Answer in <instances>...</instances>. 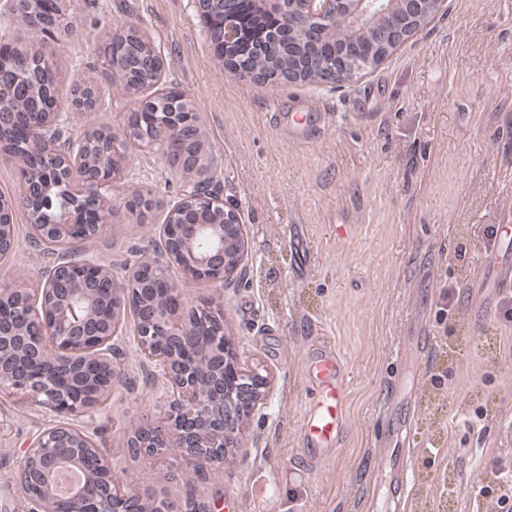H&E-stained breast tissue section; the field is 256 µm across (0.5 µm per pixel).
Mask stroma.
<instances>
[{
  "label": "stroma",
  "mask_w": 512,
  "mask_h": 512,
  "mask_svg": "<svg viewBox=\"0 0 512 512\" xmlns=\"http://www.w3.org/2000/svg\"><path fill=\"white\" fill-rule=\"evenodd\" d=\"M136 21L163 61L157 87L183 90L199 113L211 175L239 208L249 242L241 286L216 295L206 283L170 280L181 301L221 298L237 363L267 374L261 407L224 466L196 469L179 449L131 457L127 440L158 416L167 392L144 359L133 320L115 337L123 382L64 421L89 435L121 489L208 512H401L381 449L411 446V512H512L482 494L512 469V320L476 314L465 288L488 251L486 228L512 197V0H448L375 71L337 87L255 84L230 76L202 32L194 0H69L73 33L56 49L57 102L72 84L94 86L93 112L68 110L67 131L119 130L132 105L101 74L104 35ZM330 112L311 146L288 141L266 111ZM116 205L158 201L148 223L121 213L87 242L116 276L158 258L170 206L188 182L157 149L128 147ZM0 283L34 285L52 258L31 239L23 209ZM454 289L451 315L441 293ZM432 345L415 363L403 350ZM327 339L348 363V426L332 461L316 466L299 446L309 393L300 367ZM36 399L0 391V512H29L17 469L32 439L54 421Z\"/></svg>",
  "instance_id": "35a3bbf8"
}]
</instances>
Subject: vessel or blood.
Returning <instances> with one entry per match:
<instances>
[{
  "mask_svg": "<svg viewBox=\"0 0 512 512\" xmlns=\"http://www.w3.org/2000/svg\"><path fill=\"white\" fill-rule=\"evenodd\" d=\"M328 122L327 115L311 112L292 115L288 121V140L308 144ZM472 286L474 289L502 290L512 288V255L488 252L480 263ZM302 373L312 387L314 397L306 407L300 429V442L305 454L317 461L332 458L340 448L347 424V364L333 345H320L308 353Z\"/></svg>",
  "mask_w": 512,
  "mask_h": 512,
  "instance_id": "1",
  "label": "vessel or blood"
}]
</instances>
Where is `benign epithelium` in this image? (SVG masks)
<instances>
[{"label":"benign epithelium","instance_id":"1","mask_svg":"<svg viewBox=\"0 0 512 512\" xmlns=\"http://www.w3.org/2000/svg\"><path fill=\"white\" fill-rule=\"evenodd\" d=\"M221 4L224 23L217 26L208 21L212 5ZM239 0H195L197 11L207 22L206 33L213 44L223 47L239 36ZM408 16L417 19V26L392 28L378 18L392 10V0H255V6L278 16L280 29L269 35V41L288 48V54L298 59L297 67L278 77L280 81L298 82L306 74L323 87L336 86V68L360 79L379 67L392 50L416 33L439 14L448 12V0H401ZM19 19L31 28L36 37L44 33V21L37 12L26 8L25 0L15 2ZM345 10L350 27L348 36L354 38L363 29L366 41L382 48L377 60H372L347 45L336 53V65L328 66L320 58L307 54L299 56L303 45L313 35L336 22L339 10ZM228 74L254 82L266 83L270 76L251 69L243 60L226 61ZM18 106L15 101L0 94V128L13 122ZM29 120L24 130L27 148L40 160V169L25 174L20 181L19 204L30 215V235L38 242L49 239L63 240L82 254L81 246L90 237L73 234L78 225L73 207L77 198L98 200L106 197L112 183L121 178L118 166L119 146L130 140L128 126L112 134V148L91 151V143L81 136L68 140L69 149L62 151L57 140L64 138L67 118L52 107L36 103L29 107ZM141 145L149 149L169 152L173 143L183 144L185 165L197 169L194 163L195 146L181 142L179 126H156L140 137ZM196 187L182 193L171 207L173 219L163 225V239L178 228L175 246L164 244V254L157 260L144 262L120 279L112 269L85 258L83 264L96 273L94 280H74L70 277V264H53L49 275L42 277L36 288L24 289L26 315L35 317L36 337L32 329L21 323L0 321V386L21 391L42 401L60 415H77L88 407H67L58 397V380L52 373L30 374L14 360L22 353L34 363L49 362L65 365L72 377L84 381V368L88 361L111 369L112 379L101 388L112 390L116 368L112 367V340L120 333L124 311L133 313L136 322L138 346L144 357L160 370L167 387L168 400L161 424L138 428L128 438L127 447L138 449V457L153 458L164 448L181 450L185 462L194 467L204 464L222 465L228 457L226 449L242 446L243 416L250 415L262 405L268 388V378L256 370L251 378L243 377L242 369L231 366L224 372L223 347L218 341L200 342L195 346L196 360L210 364L214 379L202 387L196 380L191 365H180L174 358L157 351L155 341L181 342L194 335V322L199 312H209L208 318L216 326L224 327V312L212 302L196 307L172 306L157 298H140L126 307L112 308L108 331L98 324L96 309L104 302H113L117 296L128 295L138 283L145 293L162 288L175 295L167 270L175 265L185 282H206L218 288L241 273L248 256L244 224L237 208L226 205L222 193L212 186V178L195 181ZM15 246L14 206H9L8 218L0 219V259L11 254ZM234 379L238 383L235 394L224 395V382ZM94 447L92 439L68 425H53L43 429L30 443L19 465L17 481L27 496L30 512H47L48 498L62 495L70 504V512H86L84 492L90 476L89 463L68 460L54 452L56 448ZM77 468L80 481L64 493L55 485L56 475L65 469ZM106 482L96 512H113L112 473L102 471ZM41 484L47 495L34 496L31 488Z\"/></svg>","mask_w":512,"mask_h":512}]
</instances>
